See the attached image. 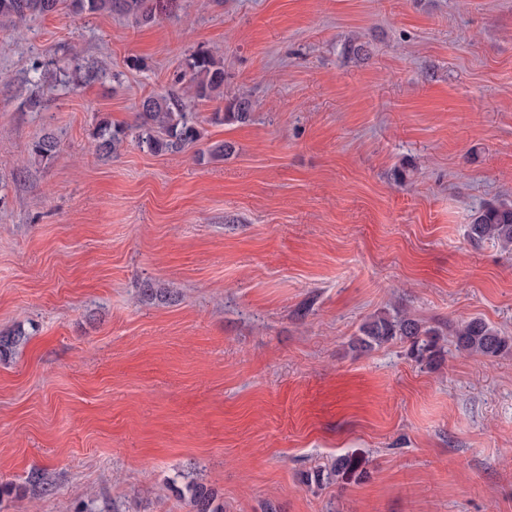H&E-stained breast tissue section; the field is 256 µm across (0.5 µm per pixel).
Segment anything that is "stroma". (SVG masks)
Returning <instances> with one entry per match:
<instances>
[{"instance_id": "obj_1", "label": "stroma", "mask_w": 512, "mask_h": 512, "mask_svg": "<svg viewBox=\"0 0 512 512\" xmlns=\"http://www.w3.org/2000/svg\"><path fill=\"white\" fill-rule=\"evenodd\" d=\"M200 48L253 103L191 105L233 155L99 156L98 121L133 125ZM74 50L103 78L23 108L32 63ZM488 203L512 204V0L0 19V331L28 334L0 360V512H190L192 480L224 512H512V353L349 346L395 308L512 336V250L466 236ZM339 455L366 477L303 483ZM252 103L243 96L227 102L223 112H213L210 117L212 124H245L252 120Z\"/></svg>"}]
</instances>
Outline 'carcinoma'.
<instances>
[{
	"label": "carcinoma",
	"mask_w": 512,
	"mask_h": 512,
	"mask_svg": "<svg viewBox=\"0 0 512 512\" xmlns=\"http://www.w3.org/2000/svg\"><path fill=\"white\" fill-rule=\"evenodd\" d=\"M155 0H70L73 11L78 13L122 14L135 23L147 25L156 19ZM60 0H0V17L13 23H23L33 16H44L56 11ZM32 76L26 82L32 90L22 105L30 112H40L46 106L45 87L49 86L47 69L36 62ZM64 76L86 83L99 78V72L85 64L76 52L71 54L69 70ZM224 98V61L209 50H198L183 62L169 87L146 96L141 103L136 123L133 125L138 146L152 154H178L203 137L196 113L189 110V101H211ZM252 103L243 96L227 102L224 111L214 112L213 124H245L252 120ZM127 138V128L101 119L95 135V148L101 156L118 152ZM58 141L51 133L42 135L33 146L41 158L56 153ZM467 237L474 243L493 241L504 248L512 246V205L487 204L472 215L467 224ZM450 335L460 352L476 353L486 358H497L512 352V336H505L484 319L473 317L462 321L444 332L442 326H427L402 310L380 311L360 327L354 343L361 349L391 341L408 344V354L418 363L431 366L442 360L443 336ZM27 336L22 327L0 337V358L21 343ZM358 463L349 455L336 457L328 468H318L303 475V482L321 486L339 478L353 475ZM191 512H224V502L218 491L202 483L186 484Z\"/></svg>",
	"instance_id": "cac0c4a2"
}]
</instances>
